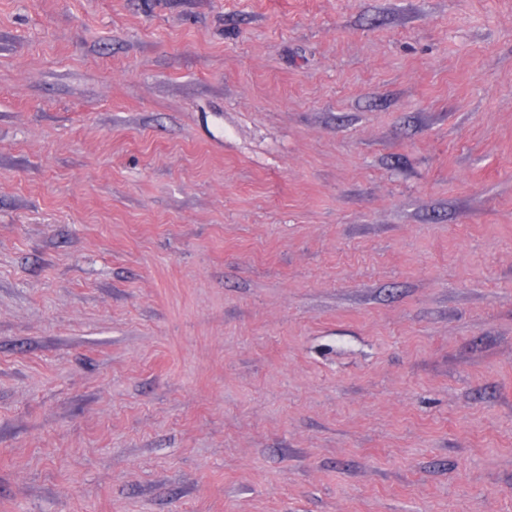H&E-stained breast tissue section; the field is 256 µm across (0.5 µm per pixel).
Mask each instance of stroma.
Returning a JSON list of instances; mask_svg holds the SVG:
<instances>
[{"label":"stroma","instance_id":"35a3bbf8","mask_svg":"<svg viewBox=\"0 0 512 512\" xmlns=\"http://www.w3.org/2000/svg\"><path fill=\"white\" fill-rule=\"evenodd\" d=\"M0 512H512V0H0Z\"/></svg>","mask_w":512,"mask_h":512}]
</instances>
